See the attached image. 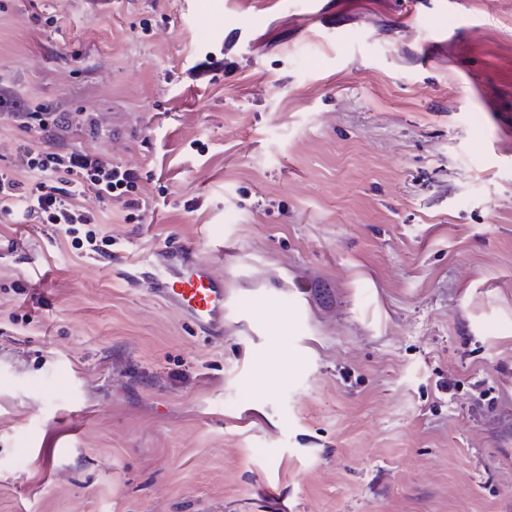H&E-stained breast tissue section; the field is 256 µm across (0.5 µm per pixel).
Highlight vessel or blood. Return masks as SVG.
<instances>
[{"label": "vessel or blood", "mask_w": 512, "mask_h": 512, "mask_svg": "<svg viewBox=\"0 0 512 512\" xmlns=\"http://www.w3.org/2000/svg\"><path fill=\"white\" fill-rule=\"evenodd\" d=\"M180 264L149 274L157 293L186 317L202 334L219 338L224 333V280L212 274L209 266L189 251L181 254Z\"/></svg>", "instance_id": "1"}]
</instances>
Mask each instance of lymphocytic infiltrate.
Instances as JSON below:
<instances>
[{
  "label": "lymphocytic infiltrate",
  "mask_w": 512,
  "mask_h": 512,
  "mask_svg": "<svg viewBox=\"0 0 512 512\" xmlns=\"http://www.w3.org/2000/svg\"><path fill=\"white\" fill-rule=\"evenodd\" d=\"M13 118L26 128H39V147H21L14 168L0 169V209L19 207L22 219L36 218L43 224L86 225L89 253H98L94 218L75 203L76 197L93 192L104 201H121L137 188L138 174L123 165L108 162L81 150L58 152L59 131L67 129V112H33L17 106Z\"/></svg>",
  "instance_id": "f902f5d3"
}]
</instances>
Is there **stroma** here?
<instances>
[{
    "label": "stroma",
    "instance_id": "stroma-1",
    "mask_svg": "<svg viewBox=\"0 0 512 512\" xmlns=\"http://www.w3.org/2000/svg\"><path fill=\"white\" fill-rule=\"evenodd\" d=\"M0 97L148 202L0 211V512H512V0H0ZM181 265L165 263V268L145 275L162 299L186 317L205 336L224 335V279L212 274L209 266L190 250L180 255Z\"/></svg>",
    "mask_w": 512,
    "mask_h": 512
}]
</instances>
